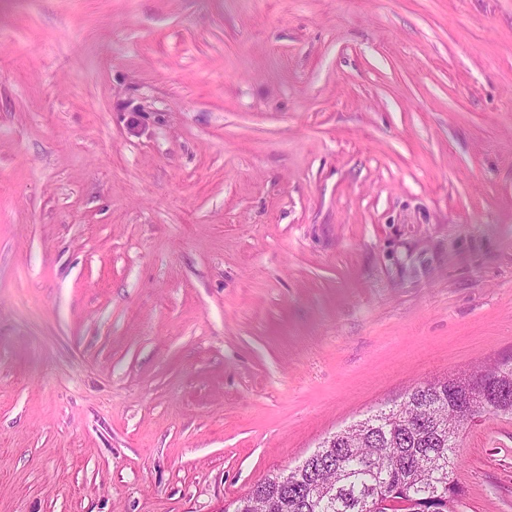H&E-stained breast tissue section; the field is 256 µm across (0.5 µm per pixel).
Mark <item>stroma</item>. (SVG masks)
<instances>
[{"label":"stroma","mask_w":512,"mask_h":512,"mask_svg":"<svg viewBox=\"0 0 512 512\" xmlns=\"http://www.w3.org/2000/svg\"><path fill=\"white\" fill-rule=\"evenodd\" d=\"M507 359L512 0H0V512H222Z\"/></svg>","instance_id":"stroma-1"}]
</instances>
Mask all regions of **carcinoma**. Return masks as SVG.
<instances>
[{
	"mask_svg": "<svg viewBox=\"0 0 512 512\" xmlns=\"http://www.w3.org/2000/svg\"><path fill=\"white\" fill-rule=\"evenodd\" d=\"M502 367V377L481 366L414 385L404 403L366 418L353 443L323 441L287 481L268 478L236 499L233 512H256L263 498L275 512H417L422 505L431 512L432 497L448 490L458 470L462 436L450 432L455 408L473 404L499 417V407H512V361Z\"/></svg>",
	"mask_w": 512,
	"mask_h": 512,
	"instance_id": "carcinoma-1",
	"label": "carcinoma"
}]
</instances>
